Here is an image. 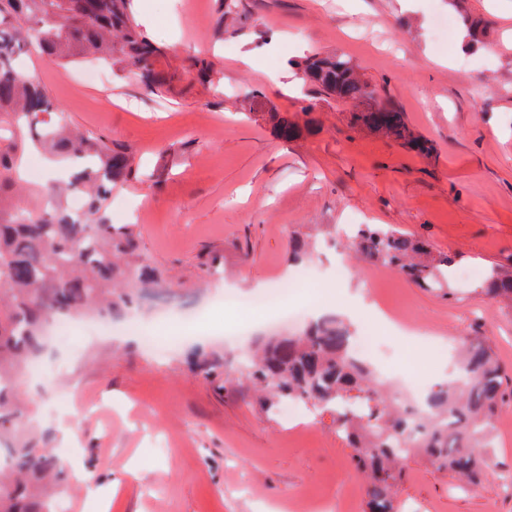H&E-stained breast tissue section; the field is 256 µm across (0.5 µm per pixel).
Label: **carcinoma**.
<instances>
[{
    "label": "carcinoma",
    "instance_id": "obj_1",
    "mask_svg": "<svg viewBox=\"0 0 512 512\" xmlns=\"http://www.w3.org/2000/svg\"><path fill=\"white\" fill-rule=\"evenodd\" d=\"M26 53L62 64L87 55L105 62L130 59L152 87L166 86L169 77L153 68L160 49L131 18L129 0H0V442H7L0 512H57L56 498L45 489L60 488L67 478L52 455L34 446L29 405L17 399L15 379L43 350L44 330L53 318L121 316L168 284L164 272L138 253L134 225L108 222L112 188L133 174L130 154L63 122L60 106L18 66ZM300 69L316 94L351 104L353 124L430 154L403 112L371 103L345 57L313 55ZM269 116L278 138L301 133L288 113ZM32 147L79 167L69 183L40 189L49 205L19 204L20 169ZM73 193L84 197L89 219L77 221L66 208L64 198ZM349 237L358 258L426 288L448 287L449 258L432 255L424 240L378 224H360ZM479 289L512 308V265L492 268ZM353 339L343 318L324 317L300 336L260 340L240 370L259 385L258 403L265 411L290 400L333 415L367 478V512H397L399 464L408 457L471 488L482 484L493 426L506 403L504 373L486 339L473 335L465 342L455 373L432 387L429 413L418 417L356 359Z\"/></svg>",
    "mask_w": 512,
    "mask_h": 512
}]
</instances>
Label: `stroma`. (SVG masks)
I'll list each match as a JSON object with an SVG mask.
<instances>
[{
	"label": "stroma",
	"mask_w": 512,
	"mask_h": 512,
	"mask_svg": "<svg viewBox=\"0 0 512 512\" xmlns=\"http://www.w3.org/2000/svg\"><path fill=\"white\" fill-rule=\"evenodd\" d=\"M484 25L469 44L448 0H132L130 12L164 51L170 86L142 83L135 64L26 61L70 125L123 146L134 173L115 188L112 224H133L145 262L169 273L183 309L107 330L69 321L52 337L36 376L17 382L33 410L38 447L73 458L84 482L68 480L64 512H365L354 451L330 415L304 406L285 421L256 403L237 371L248 345L234 328L263 334L275 312L246 311L225 296L284 288L299 333L319 304H357L354 323H374L376 370L390 378L421 369L444 374L416 337L375 323L362 305L374 280L381 310L445 344L480 334L512 389V310L481 294L491 267L512 264V0H467ZM341 55L375 102L404 112L433 147L409 152L353 126L351 107L311 92L298 62ZM209 61L206 78L194 63ZM294 83V93L284 92ZM285 112L298 138L274 137L269 115ZM343 224H383L427 240L450 258L448 291L432 292L394 270L354 263ZM311 240L305 264L316 284L295 290L293 239ZM224 273L207 274L211 256ZM218 359L217 379L192 365ZM69 421L79 439L63 443ZM490 450L494 469L479 491L450 486L416 459L402 463V512H512L501 476L512 473V412H502Z\"/></svg>",
	"instance_id": "1"
}]
</instances>
